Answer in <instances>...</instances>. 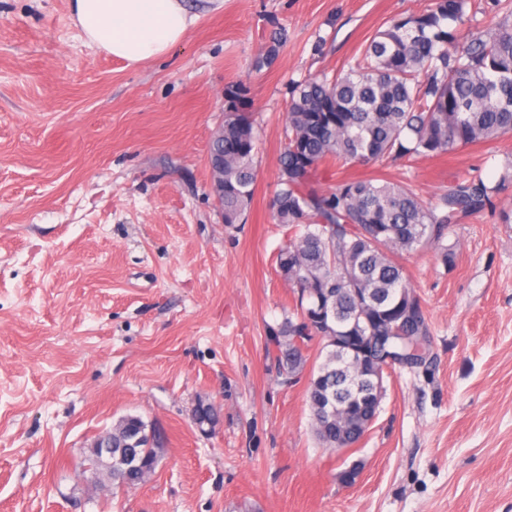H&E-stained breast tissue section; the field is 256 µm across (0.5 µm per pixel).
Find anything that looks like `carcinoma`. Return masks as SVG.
I'll use <instances>...</instances> for the list:
<instances>
[{"instance_id": "carcinoma-1", "label": "carcinoma", "mask_w": 512, "mask_h": 512, "mask_svg": "<svg viewBox=\"0 0 512 512\" xmlns=\"http://www.w3.org/2000/svg\"><path fill=\"white\" fill-rule=\"evenodd\" d=\"M466 8L467 0H435L422 13L393 18L347 70L299 84L288 100L270 203L273 219L291 231L276 263L288 267L295 310L305 314V289L330 288L338 335L357 336L408 367L422 363L416 351L425 348L429 329L401 259L431 248L453 262L454 246L444 244L451 225L492 207L512 180V161L492 186L470 175L433 199L384 176L342 179L328 190L316 189L313 178L330 161L405 166L512 133V0H504L486 33L461 45ZM286 38L283 29L274 33L256 70L274 62ZM249 93L242 83L225 89L224 135L209 145V155H224L226 224L242 222L255 194L258 134ZM315 335L301 317H288L271 330L270 342L283 371L307 375L312 430L322 447L334 448L336 435L320 424L317 401L329 393L348 415L362 414L365 406L353 394L361 378L324 342L322 361L310 362ZM113 428L112 453L156 469L162 448L141 417L126 415ZM139 481L138 470H112L114 489Z\"/></svg>"}]
</instances>
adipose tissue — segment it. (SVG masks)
Segmentation results:
<instances>
[{
	"label": "adipose tissue",
	"mask_w": 512,
	"mask_h": 512,
	"mask_svg": "<svg viewBox=\"0 0 512 512\" xmlns=\"http://www.w3.org/2000/svg\"><path fill=\"white\" fill-rule=\"evenodd\" d=\"M89 45L135 66L170 52L195 18L183 0H73Z\"/></svg>",
	"instance_id": "ef3b65f1"
}]
</instances>
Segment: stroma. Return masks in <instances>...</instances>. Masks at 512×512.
Masks as SVG:
<instances>
[{
	"label": "stroma",
	"mask_w": 512,
	"mask_h": 512,
	"mask_svg": "<svg viewBox=\"0 0 512 512\" xmlns=\"http://www.w3.org/2000/svg\"><path fill=\"white\" fill-rule=\"evenodd\" d=\"M432 4L185 0L183 41L130 67L87 43L71 0H0V512H512V186L450 228L452 264L406 260L425 360L385 375L358 445L318 444L304 382L267 353L292 303L269 209L288 91ZM235 83L259 134L243 224L224 222L208 165ZM511 158L509 135L409 168L325 165L318 185L381 173L430 196L496 183ZM201 401L215 427L195 424ZM127 414L164 440L155 474L90 494L83 453Z\"/></svg>",
	"instance_id": "35a3bbf8"
}]
</instances>
